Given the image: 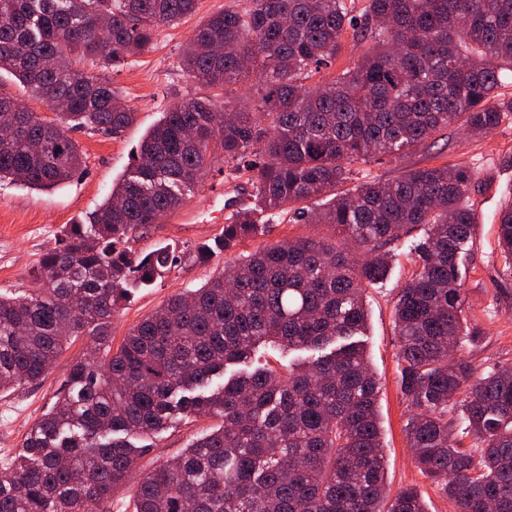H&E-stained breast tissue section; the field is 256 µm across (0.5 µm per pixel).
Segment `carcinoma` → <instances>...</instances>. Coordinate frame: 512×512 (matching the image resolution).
I'll use <instances>...</instances> for the list:
<instances>
[{
    "label": "carcinoma",
    "instance_id": "1",
    "mask_svg": "<svg viewBox=\"0 0 512 512\" xmlns=\"http://www.w3.org/2000/svg\"><path fill=\"white\" fill-rule=\"evenodd\" d=\"M198 0H0V70L53 111L46 119L0 93V179L46 189L83 157L71 131L116 136L136 113L81 62L119 68L155 49L158 30ZM373 42L337 78L306 81L342 49L347 29ZM512 64V0H249L200 23L181 64L209 96L177 101L145 134L132 170L48 251L38 288L0 295V392L43 379L89 336L66 388L0 467V512H106L133 484V512H427L411 486L390 493L379 422L381 381L357 340L366 287L383 279L391 245L419 227L416 270L394 308L400 388L414 409L406 436L416 466L458 512H512V365L478 370L456 352L467 333L462 259L477 224L474 176L462 164L413 168L347 188L359 162L398 159L449 126L485 137L512 115L498 94ZM261 79L251 109L227 98ZM269 120L260 127V118ZM251 173L252 206L195 246L207 264L262 236L274 215L329 224L237 253L203 286L171 296L109 341L120 303L154 284L184 252L137 251L134 234L180 208L217 154ZM512 260V202L498 214ZM318 356L212 386L260 346ZM472 434L452 437L448 414ZM217 421L176 457L137 470L143 448L177 415Z\"/></svg>",
    "mask_w": 512,
    "mask_h": 512
}]
</instances>
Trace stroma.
Wrapping results in <instances>:
<instances>
[{
  "label": "stroma",
  "mask_w": 512,
  "mask_h": 512,
  "mask_svg": "<svg viewBox=\"0 0 512 512\" xmlns=\"http://www.w3.org/2000/svg\"><path fill=\"white\" fill-rule=\"evenodd\" d=\"M246 5L247 0H198L194 14L161 30L153 52L129 59L121 68L101 70V77L135 111L136 121L116 137L95 131L74 132L85 158L81 174L50 190L0 180L1 294L19 297L32 292L37 286L34 272L43 254L58 246L64 225L96 209L113 184L132 168L142 137L162 112L176 101L205 95V88L180 64L183 50L195 28L211 14L227 8L241 10ZM458 163L469 165L475 173L469 202L478 216L473 243L464 259L470 328L477 336L466 353L481 369L512 365V264L506 263L497 243L498 214L512 200V116L484 138H468L451 127L437 142L402 159L356 164L352 181H391L409 168ZM233 177L223 162H216L183 206L184 212L191 214V221L162 218L138 232L135 249L173 242L193 246L217 234L226 215V198L220 190ZM420 236L415 230L402 238L387 277L367 288V332L361 341L382 383L379 417L388 488L394 492L406 485L414 486L428 512H456L454 502L441 487L414 464L405 435L411 408L400 389L393 314L399 289L415 270L410 244ZM224 262L221 256L206 265L186 258L154 285L138 289L112 319L113 345H120L134 325L172 295L198 288L217 276ZM88 342V337H79L40 383L0 394V465L12 459L31 425L56 401L72 363ZM213 425V419L197 416L144 437L141 467L148 469L176 456Z\"/></svg>",
  "instance_id": "1"
}]
</instances>
